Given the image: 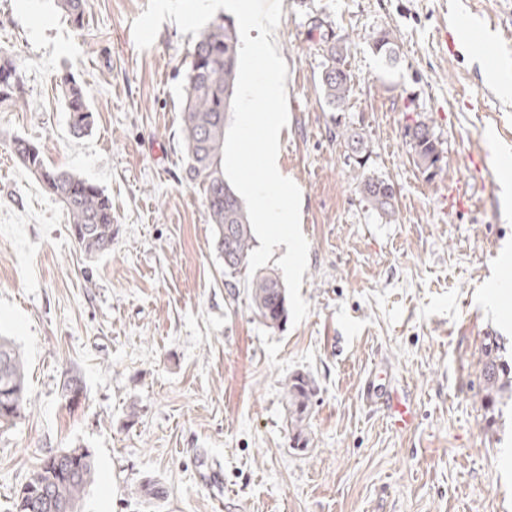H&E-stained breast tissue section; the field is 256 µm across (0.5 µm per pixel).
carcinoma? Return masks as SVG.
I'll list each match as a JSON object with an SVG mask.
<instances>
[{
  "label": "carcinoma",
  "instance_id": "1",
  "mask_svg": "<svg viewBox=\"0 0 512 512\" xmlns=\"http://www.w3.org/2000/svg\"><path fill=\"white\" fill-rule=\"evenodd\" d=\"M57 7L75 26L83 25L86 0H56ZM326 62L319 78V89L331 112H342L351 92V75L345 67L347 45L324 40ZM373 49L387 61H397L394 36L380 32ZM240 43L233 22L218 17L194 42L186 75L182 124L185 134L186 178L203 191V207L209 223L217 230V250L230 261L224 264L225 285L248 267L253 249L252 227L246 204L224 179L223 146L228 114L232 111L238 75ZM69 128L73 135L83 136L91 127L92 111L84 86L72 74L59 78ZM24 94L22 71L8 53L0 54V102L17 101ZM347 152L354 156L358 170L353 179L362 200L377 214L387 219L395 215L397 192L389 181L363 171L370 146L364 134L347 129L341 134ZM405 137L413 151V160L424 171L435 175L442 171L441 150L432 128L424 121L406 126ZM10 152L45 191L67 210L70 231L75 244L93 257L112 250V200L97 185L77 173L51 166L40 147L17 136L9 143ZM252 311L269 329H279L287 320V294L279 276L273 271L257 272L250 283ZM500 346L491 342L484 349L482 374L485 398L495 402L512 386V367L501 362ZM315 382L309 376L295 373L283 383V395L289 406L292 441L306 448L309 438L305 421L315 396ZM10 395V406H0V427L12 426L24 413L27 403L24 360L5 336H0V396ZM76 459V469L68 473L54 464L55 455L41 460L16 494L13 512H29L28 496L47 487L52 507L47 512H64L79 507L86 489L97 477L96 463L85 448L68 449Z\"/></svg>",
  "mask_w": 512,
  "mask_h": 512
}]
</instances>
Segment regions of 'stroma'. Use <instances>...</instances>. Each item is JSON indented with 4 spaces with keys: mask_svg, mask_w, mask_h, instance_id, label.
Here are the masks:
<instances>
[{
    "mask_svg": "<svg viewBox=\"0 0 512 512\" xmlns=\"http://www.w3.org/2000/svg\"><path fill=\"white\" fill-rule=\"evenodd\" d=\"M274 13L288 75L281 167L299 186L309 243L300 324L271 330L247 284L225 285L199 189L184 172L188 53L225 0H88L75 27L54 0H0V50L22 100L0 103V335L27 361L23 418L0 428V512L40 459L88 449L98 467L79 512H512V400L484 399L487 342L512 356V99L488 80L471 18L512 64V0H236ZM391 32L387 63L374 37ZM346 43L351 93L327 111L321 36ZM88 90L90 133L69 132L56 78ZM425 121L443 170L404 137ZM371 149L366 173L396 188L394 221L362 200L340 136ZM38 143L112 199L110 252L88 257L69 217L10 162ZM386 369L415 410L392 428L363 398ZM85 395H62L67 372ZM310 373V444L293 448L282 382ZM164 495L152 499L144 482Z\"/></svg>",
    "mask_w": 512,
    "mask_h": 512,
    "instance_id": "obj_1",
    "label": "stroma"
}]
</instances>
